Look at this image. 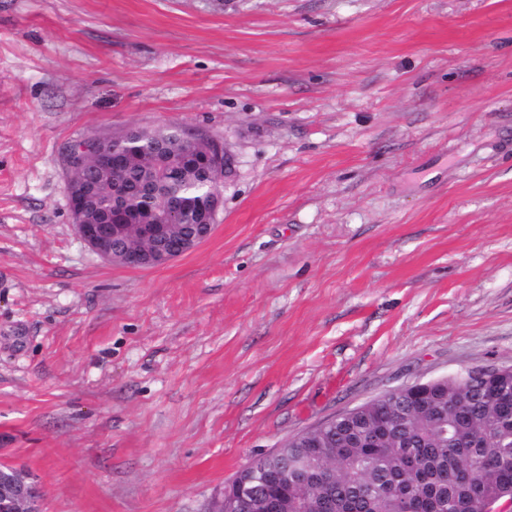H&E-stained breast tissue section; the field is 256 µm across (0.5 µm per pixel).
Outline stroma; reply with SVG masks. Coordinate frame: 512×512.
<instances>
[{"mask_svg":"<svg viewBox=\"0 0 512 512\" xmlns=\"http://www.w3.org/2000/svg\"><path fill=\"white\" fill-rule=\"evenodd\" d=\"M180 125L234 166L154 267L64 155ZM512 368V0H0V463L41 512H207L383 393Z\"/></svg>","mask_w":512,"mask_h":512,"instance_id":"stroma-1","label":"stroma"}]
</instances>
